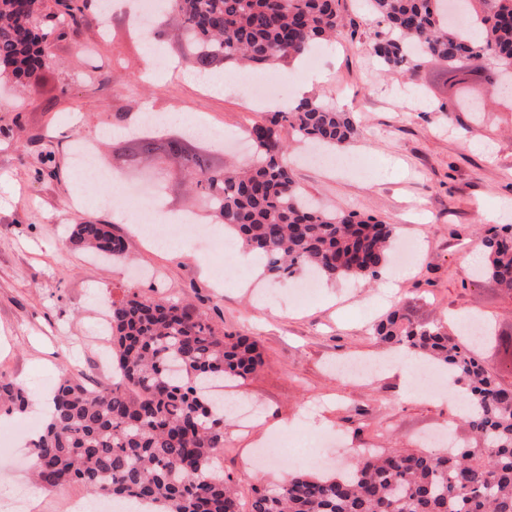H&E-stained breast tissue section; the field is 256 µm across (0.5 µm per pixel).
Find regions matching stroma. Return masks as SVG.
Wrapping results in <instances>:
<instances>
[{
	"label": "stroma",
	"mask_w": 512,
	"mask_h": 512,
	"mask_svg": "<svg viewBox=\"0 0 512 512\" xmlns=\"http://www.w3.org/2000/svg\"><path fill=\"white\" fill-rule=\"evenodd\" d=\"M345 9L356 35L313 49L303 68L322 77L316 99L351 113L357 134L347 148L366 156L369 170L300 163L294 175L324 206L374 216L395 225L399 240L416 243L419 255L391 297L381 283L396 274L392 265L369 283L324 282L306 301L270 305L256 296L270 285L259 265L195 241L175 258L136 225L113 224L111 209L70 207L75 135L94 140L99 164L120 172L130 166L123 136L143 111L204 118L226 137L216 158L227 162L236 154L231 137L262 121L264 108L243 109L235 78H225L221 93L203 92L181 68L187 46L175 35L177 14H167L158 42L170 69H150L147 44L122 12L103 24L90 9L80 26L48 44L36 79L0 98V375L36 398L65 373L103 380L96 362L112 343L98 325L111 300L131 290L193 303L219 330L255 339L262 354L256 374L224 389L253 407L250 425L227 416L219 459L245 505L254 484H279L282 469H314L320 456L336 467L368 448L419 450L424 436L439 431L462 445L474 441L435 390L412 394L396 375L359 380L337 371L341 359L385 354L371 327L394 303L421 325L460 314L485 319L499 341L479 358L512 382L499 346L512 338V296L491 277L465 275L472 240L491 227L488 214L512 202V104L478 81L480 117L438 111L454 97L446 62L427 60L415 78L382 70L372 50L375 17L364 0H345ZM87 220L113 224L126 242L124 260L102 261L73 243L75 224ZM277 436L287 454L252 472L253 452Z\"/></svg>",
	"instance_id": "35a3bbf8"
}]
</instances>
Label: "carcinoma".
Returning a JSON list of instances; mask_svg holds the SVG:
<instances>
[{
	"label": "carcinoma",
	"instance_id": "obj_1",
	"mask_svg": "<svg viewBox=\"0 0 512 512\" xmlns=\"http://www.w3.org/2000/svg\"><path fill=\"white\" fill-rule=\"evenodd\" d=\"M89 0H57L60 21L44 24L45 0H0V75L30 80L44 65L43 43L59 26L81 23ZM181 17L184 60L195 70L289 66L319 42L343 37L342 0H163ZM468 7L479 37H469L441 0H367L384 25L373 53L389 70L416 76L423 62L493 59L492 87L512 82V0H457ZM267 132L248 130L252 158L217 165L184 134L130 139L132 162L163 154L181 180L207 201L212 220L256 253L273 279L311 273L326 282L375 280L388 262L396 228L372 217L320 209L292 177L286 125L298 137L334 148L352 140L347 112L320 100L267 113ZM73 242L116 259L124 239L112 225H76ZM484 274L512 296V225L490 229L475 243ZM115 378L86 386L65 376L50 397L51 412L34 443L37 483L74 482L98 497L162 504L166 512H240L232 480L214 466L224 453V409L207 392L211 381L247 379L262 365L248 336L218 330L206 313L183 301L127 292L111 302ZM378 342L443 365L448 386H465L461 419L477 435L472 446L444 451L392 448L360 457L330 474L288 472L274 487L255 489L250 512H512V391L456 340L457 322L417 325L397 303L373 328ZM26 389L0 376V410H25Z\"/></svg>",
	"mask_w": 512,
	"mask_h": 512
}]
</instances>
